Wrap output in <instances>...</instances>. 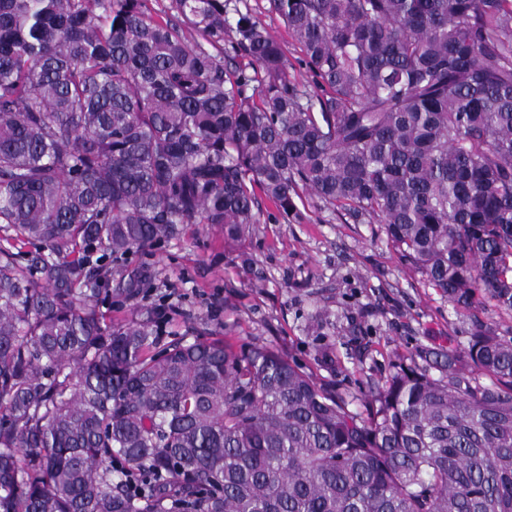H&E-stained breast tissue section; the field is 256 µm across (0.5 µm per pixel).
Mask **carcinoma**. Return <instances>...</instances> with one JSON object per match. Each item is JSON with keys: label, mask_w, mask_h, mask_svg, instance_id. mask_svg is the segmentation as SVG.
I'll return each mask as SVG.
<instances>
[{"label": "carcinoma", "mask_w": 512, "mask_h": 512, "mask_svg": "<svg viewBox=\"0 0 512 512\" xmlns=\"http://www.w3.org/2000/svg\"><path fill=\"white\" fill-rule=\"evenodd\" d=\"M242 2L0 0V512H512L491 324L350 396L102 311L154 277L114 263L305 192L453 307L512 312V0H269L321 96Z\"/></svg>", "instance_id": "carcinoma-1"}]
</instances>
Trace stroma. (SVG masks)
I'll list each match as a JSON object with an SVG mask.
<instances>
[{
  "instance_id": "1",
  "label": "stroma",
  "mask_w": 512,
  "mask_h": 512,
  "mask_svg": "<svg viewBox=\"0 0 512 512\" xmlns=\"http://www.w3.org/2000/svg\"><path fill=\"white\" fill-rule=\"evenodd\" d=\"M247 6L280 42L294 79H316L284 20L268 0ZM150 263L155 278L144 305H164L169 333L201 330L236 344H265L323 383L356 393L381 384L396 354L466 346L473 318L512 337V314L486 300L455 310L400 258L378 224H348L305 198L296 218L262 202L253 234L234 248L214 224L181 234L129 264ZM331 354L332 364L321 362Z\"/></svg>"
}]
</instances>
